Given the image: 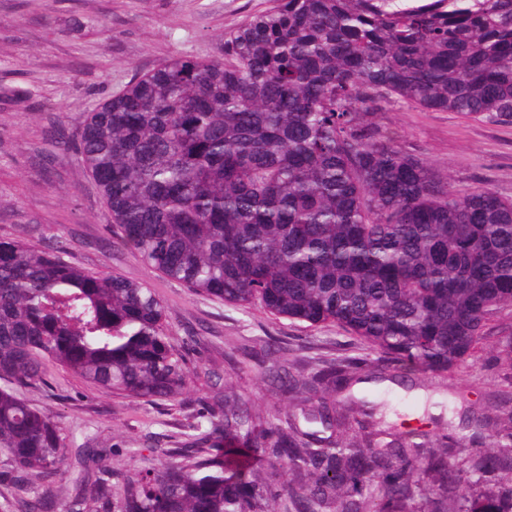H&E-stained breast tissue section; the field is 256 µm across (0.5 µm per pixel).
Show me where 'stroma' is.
Instances as JSON below:
<instances>
[{"instance_id":"35a3bbf8","label":"stroma","mask_w":512,"mask_h":512,"mask_svg":"<svg viewBox=\"0 0 512 512\" xmlns=\"http://www.w3.org/2000/svg\"><path fill=\"white\" fill-rule=\"evenodd\" d=\"M275 0H0V239L54 250L91 275L112 274L151 288L165 307V330L186 362L173 400L147 401L98 386L53 365L20 390L58 421L69 448H106L113 494L149 465L205 457L202 434L223 433L224 412L300 416L302 401L282 386L288 367L310 376L362 360L359 385L337 388L336 408L362 402L373 431L409 447L406 419L418 414L431 436L454 446H493L512 414V367L497 355L512 336V308L489 317L464 364L432 373L380 362L333 323L316 326L234 306L191 291L146 264L111 227L103 195L74 151L91 110L173 57L220 59L228 36ZM378 136L447 175L465 193L484 187L512 200V123L413 106L374 103ZM79 490L55 472L36 489L0 482V512H32L37 498L57 512Z\"/></svg>"}]
</instances>
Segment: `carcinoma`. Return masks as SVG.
I'll return each mask as SVG.
<instances>
[{
	"label": "carcinoma",
	"mask_w": 512,
	"mask_h": 512,
	"mask_svg": "<svg viewBox=\"0 0 512 512\" xmlns=\"http://www.w3.org/2000/svg\"><path fill=\"white\" fill-rule=\"evenodd\" d=\"M224 55L167 60L89 114L76 151L120 238L196 293L334 323L399 365L462 362L512 307V201L457 194L367 114L395 96L512 122V0H277ZM164 318L141 283L0 239V380L25 386L56 362L108 392L171 399L186 367ZM347 379H288L335 447L226 410L224 447L145 469L115 512H385L414 487L422 512H512V431L495 448H363L324 395ZM0 453L31 489L68 460L58 423L3 389ZM75 460L105 468L94 448ZM263 462L303 479L264 480ZM430 470L442 477L425 490Z\"/></svg>",
	"instance_id": "carcinoma-1"
}]
</instances>
